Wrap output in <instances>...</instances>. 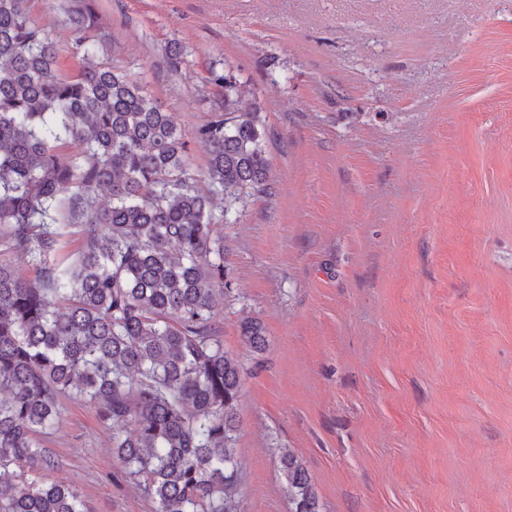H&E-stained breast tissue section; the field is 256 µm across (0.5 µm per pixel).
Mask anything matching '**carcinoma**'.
<instances>
[{
    "instance_id": "cac0c4a2",
    "label": "carcinoma",
    "mask_w": 512,
    "mask_h": 512,
    "mask_svg": "<svg viewBox=\"0 0 512 512\" xmlns=\"http://www.w3.org/2000/svg\"><path fill=\"white\" fill-rule=\"evenodd\" d=\"M24 2L0 0V512H87L75 489L36 478L53 466L41 437L64 395L112 429L121 472L155 512H238L241 367L213 327L219 225L267 189L263 132L224 75V111L195 131L208 150L197 171L175 113L100 59L94 0L70 18L73 79ZM185 57L172 42L170 68ZM13 254L33 280L15 275ZM242 334L265 349L259 321ZM280 464L290 512H321L303 460L284 449Z\"/></svg>"
}]
</instances>
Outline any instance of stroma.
I'll return each instance as SVG.
<instances>
[{"label": "stroma", "mask_w": 512, "mask_h": 512, "mask_svg": "<svg viewBox=\"0 0 512 512\" xmlns=\"http://www.w3.org/2000/svg\"><path fill=\"white\" fill-rule=\"evenodd\" d=\"M75 6L25 2L63 44ZM95 7L105 60L175 113L195 169L223 73L264 131L269 188L223 227L215 302L241 364L239 512H289L283 448L322 512H512V0ZM62 404L42 480L153 512L94 407Z\"/></svg>", "instance_id": "1"}]
</instances>
